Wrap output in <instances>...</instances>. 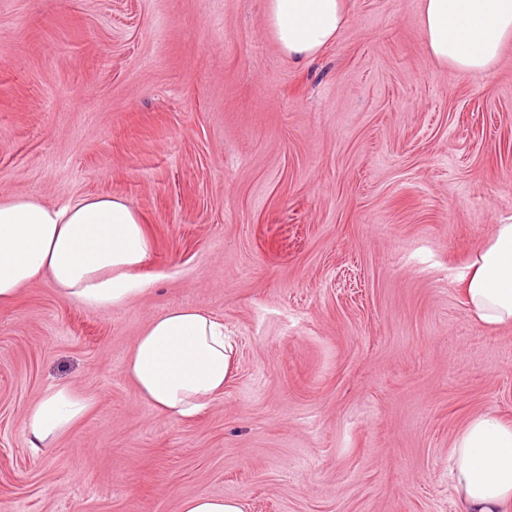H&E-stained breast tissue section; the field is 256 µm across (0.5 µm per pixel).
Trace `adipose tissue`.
<instances>
[{
	"mask_svg": "<svg viewBox=\"0 0 512 512\" xmlns=\"http://www.w3.org/2000/svg\"><path fill=\"white\" fill-rule=\"evenodd\" d=\"M346 17V0H265L266 27L281 53L296 62L336 43ZM420 20L427 54L453 76L489 70L512 41V0H422ZM151 253L142 218L121 198L80 197L61 205L32 196L0 201V305L46 276L66 300L102 310L124 306L143 292L138 271ZM461 291L477 322L512 324V223L497 225L474 254ZM233 362L223 323L179 306L137 336L125 371L142 399L180 420L223 392ZM93 405L68 385H54L29 408L22 429L34 449L54 447ZM452 454L462 512H512L511 424L491 411L473 416Z\"/></svg>",
	"mask_w": 512,
	"mask_h": 512,
	"instance_id": "1",
	"label": "adipose tissue"
}]
</instances>
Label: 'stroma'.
Here are the masks:
<instances>
[{
    "label": "stroma",
    "instance_id": "35a3bbf8",
    "mask_svg": "<svg viewBox=\"0 0 512 512\" xmlns=\"http://www.w3.org/2000/svg\"><path fill=\"white\" fill-rule=\"evenodd\" d=\"M420 11L347 0L296 63L264 0H0V200L117 196L153 243L124 306L46 278L0 306V512H460L456 437L512 423V325L458 282L512 217V43L451 76ZM178 306L235 341L187 421L125 372ZM54 384L95 405L37 452L21 421ZM180 512H245V509L239 499L202 493L183 499Z\"/></svg>",
    "mask_w": 512,
    "mask_h": 512
}]
</instances>
